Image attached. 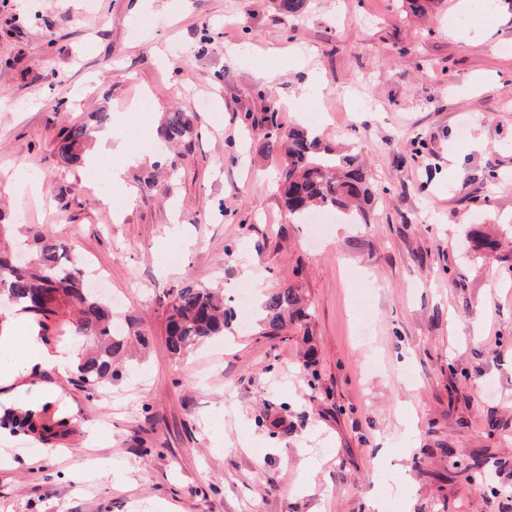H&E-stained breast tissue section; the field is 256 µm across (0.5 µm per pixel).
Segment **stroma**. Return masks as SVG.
<instances>
[{
  "label": "stroma",
  "mask_w": 512,
  "mask_h": 512,
  "mask_svg": "<svg viewBox=\"0 0 512 512\" xmlns=\"http://www.w3.org/2000/svg\"><path fill=\"white\" fill-rule=\"evenodd\" d=\"M402 0H0V224L50 231L108 276L132 344L112 383L39 371L75 431L51 450L14 434L0 512H499L512 492V0L471 18ZM144 16L153 24L136 29ZM481 29L466 40L459 29ZM143 103L130 148L165 112L185 145L128 163L108 212L60 134ZM316 121L364 157V224L322 234L276 191L257 119ZM39 174L37 195L11 179ZM500 239L486 258L467 234ZM179 262H167L169 253ZM297 289L305 328L261 312L172 356L168 292L185 278ZM367 320L368 334L356 324ZM157 132L159 140L165 145L192 139L195 133V116L179 110L166 112Z\"/></svg>",
  "instance_id": "obj_1"
}]
</instances>
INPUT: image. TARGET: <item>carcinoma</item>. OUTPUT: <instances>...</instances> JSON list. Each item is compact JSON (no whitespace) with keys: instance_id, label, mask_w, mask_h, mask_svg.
<instances>
[{"instance_id":"cac0c4a2","label":"carcinoma","mask_w":512,"mask_h":512,"mask_svg":"<svg viewBox=\"0 0 512 512\" xmlns=\"http://www.w3.org/2000/svg\"><path fill=\"white\" fill-rule=\"evenodd\" d=\"M92 123H75L63 130L58 157L65 166L76 164L90 145L95 128L108 125L111 113L105 109L90 114ZM266 129L262 149L282 158L278 189L288 214L305 220L313 209L337 211L349 220L366 221L367 205L373 195L357 153H337L310 125L285 127L275 113L263 117ZM195 116L173 110L163 115L158 138L163 144L193 138ZM29 258L15 260L0 250V301L25 312L38 325L52 315L71 316L72 335L89 349L77 364L78 380L90 390L112 381L113 357L126 340L115 334L112 306L91 291L80 258L65 242L48 233H37ZM265 330L278 336L290 323H303L309 313L293 288L269 293L263 302ZM234 311L224 304L221 290L184 279L170 289L166 311V346L173 355H182L199 343L224 335ZM11 424L43 445L55 446L74 432L66 417L27 410L12 418Z\"/></svg>"}]
</instances>
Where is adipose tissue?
<instances>
[{
	"instance_id": "ef3b65f1",
	"label": "adipose tissue",
	"mask_w": 512,
	"mask_h": 512,
	"mask_svg": "<svg viewBox=\"0 0 512 512\" xmlns=\"http://www.w3.org/2000/svg\"><path fill=\"white\" fill-rule=\"evenodd\" d=\"M76 361L72 347L47 346L25 314L14 310L0 321V394L4 397L28 389L34 372L52 369L63 376Z\"/></svg>"
}]
</instances>
